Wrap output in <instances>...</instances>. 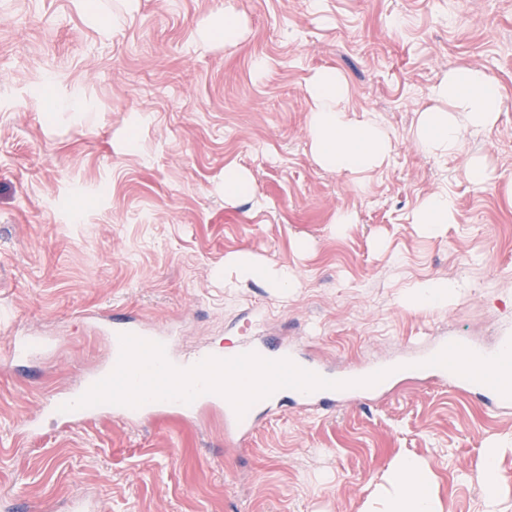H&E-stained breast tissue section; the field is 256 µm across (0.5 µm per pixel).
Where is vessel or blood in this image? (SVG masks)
Returning <instances> with one entry per match:
<instances>
[{"mask_svg":"<svg viewBox=\"0 0 512 512\" xmlns=\"http://www.w3.org/2000/svg\"><path fill=\"white\" fill-rule=\"evenodd\" d=\"M108 329L106 336L109 342L110 356L99 368L86 374L78 385L63 395H52L45 398L38 409L29 414L21 423L20 436L28 441L43 438L47 426L67 429L98 414L108 412L105 404L84 407L65 412L61 406L64 403L85 393L95 382L108 376L116 367L119 360L121 334L130 333L146 340L162 343L171 347L173 336L168 331H152L138 324L133 318L124 314H109L105 317ZM54 350V343L38 336L15 334L10 336L5 354L0 355V361L6 364L28 362L39 357L49 356ZM239 352H255L269 360L287 358L304 369H312V362L307 361L298 348L291 344L263 340L243 341L238 346ZM425 357L430 358L437 376L443 377L449 386L456 390L478 393L487 408L500 413L512 409V335L500 336L494 347L486 348L471 342L464 336H452L448 340L438 342L426 349ZM370 373L369 368H352L343 375L347 380V388L333 391L330 389L301 392L289 390L288 396L292 404L315 409L331 411L336 407L337 398L347 396L368 395V388L359 386V379ZM278 395L261 399L254 403L244 415H237L230 402L215 393L199 395L192 403L183 405L184 413L192 414L203 409L214 408L224 412V433L226 439L241 443L248 439L258 423L271 414L279 405Z\"/></svg>","mask_w":512,"mask_h":512,"instance_id":"vessel-or-blood-1","label":"vessel or blood"}]
</instances>
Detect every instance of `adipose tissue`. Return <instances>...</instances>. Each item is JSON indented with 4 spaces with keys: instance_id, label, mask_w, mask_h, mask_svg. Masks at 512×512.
I'll use <instances>...</instances> for the list:
<instances>
[{
    "instance_id": "ef3b65f1",
    "label": "adipose tissue",
    "mask_w": 512,
    "mask_h": 512,
    "mask_svg": "<svg viewBox=\"0 0 512 512\" xmlns=\"http://www.w3.org/2000/svg\"><path fill=\"white\" fill-rule=\"evenodd\" d=\"M305 91L312 102L309 125L311 152L323 168L358 177L377 171L389 160L393 144L384 126L370 114L350 117L346 102L348 86L330 68L316 71ZM434 107L420 112L414 139L423 150L441 155L460 154L466 134L493 128L500 116L503 96L498 83L483 69L449 72L434 85ZM412 223L436 234L455 221V203L448 196L426 197L413 211ZM237 281H260L285 288L293 277L287 268H276L241 252L230 261ZM458 282L447 279L415 283L403 296L406 307L428 310L446 305L457 292ZM391 492L386 512H440L430 470L410 456L395 458L388 469Z\"/></svg>"
}]
</instances>
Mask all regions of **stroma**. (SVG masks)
<instances>
[{
	"label": "stroma",
	"mask_w": 512,
	"mask_h": 512,
	"mask_svg": "<svg viewBox=\"0 0 512 512\" xmlns=\"http://www.w3.org/2000/svg\"><path fill=\"white\" fill-rule=\"evenodd\" d=\"M227 11L240 38L203 42ZM322 67L393 141L366 185L310 152L305 84ZM467 67L498 82V122L466 135L460 157L427 154L417 113ZM472 157L490 169L483 185L467 177ZM232 163L251 198L225 201ZM511 188L512 0H0V352L15 326L59 341L45 361L0 369V499L15 512H67L78 497L100 512H364L408 455L431 471L442 512H512V411L441 383L288 409L240 445L219 412L17 434L106 359L89 311L175 329L179 355L236 345L254 312L332 367L432 336L494 346L512 332ZM435 193L457 216L429 235L410 216ZM344 210L354 223H335ZM241 251L288 266L294 287L225 285ZM433 277L461 284L447 306L401 305Z\"/></svg>",
	"instance_id": "stroma-1"
}]
</instances>
